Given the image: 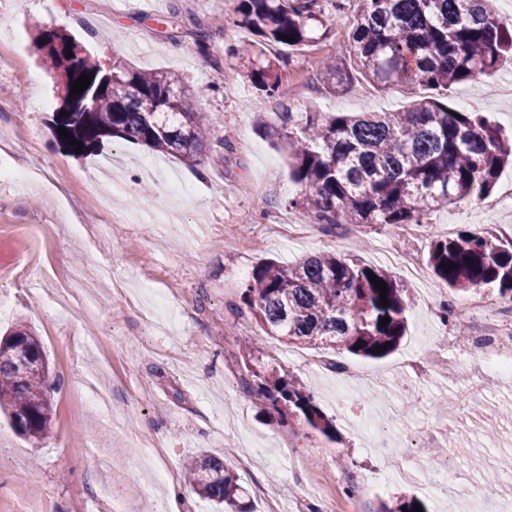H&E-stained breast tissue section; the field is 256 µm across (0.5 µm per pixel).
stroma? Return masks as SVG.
<instances>
[{
    "label": "stroma",
    "mask_w": 512,
    "mask_h": 512,
    "mask_svg": "<svg viewBox=\"0 0 512 512\" xmlns=\"http://www.w3.org/2000/svg\"><path fill=\"white\" fill-rule=\"evenodd\" d=\"M238 0H0V160L32 170L31 180L0 184V335L15 326L40 339L53 374L51 429L19 435L0 414V512H217L181 484L183 464L207 452L233 469L254 512H375L402 494L430 512H507L512 485V378L489 377L471 393L463 370L473 323L428 317L431 303L453 298L428 265L433 240L491 227L478 204L430 213L406 234L380 224L320 225L289 233L277 216L306 223L288 205L300 194L287 157L253 124L280 111L257 91L227 48L248 40L233 23ZM355 7L328 18L333 34L293 54L284 88L296 106L322 112H400L430 97L417 85L380 89L356 77L345 91L324 88L323 60L349 67L343 35ZM108 42L86 39L102 62L179 74L194 104L213 118L202 171L154 156L120 139L74 155L49 123L61 101L56 79L38 62L33 38L44 25L82 34L81 18ZM208 24L207 50L194 31ZM512 60L480 79L440 92V102L472 109L512 138ZM157 170L144 167V160ZM179 175L189 199L171 208L166 174ZM291 184V194L277 185ZM401 250L422 270L414 277L387 253ZM332 252L384 268L410 291L407 332L380 359L343 349L287 345L269 336L241 301L262 261L295 264ZM251 336L264 369L311 386L333 416L335 439L298 420L281 424L263 397L238 343ZM324 357L358 367L364 379L338 383L317 368ZM165 466L180 488L152 472ZM493 481H486V474Z\"/></svg>",
    "instance_id": "35a3bbf8"
}]
</instances>
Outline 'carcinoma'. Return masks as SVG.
Listing matches in <instances>:
<instances>
[{
    "label": "carcinoma",
    "mask_w": 512,
    "mask_h": 512,
    "mask_svg": "<svg viewBox=\"0 0 512 512\" xmlns=\"http://www.w3.org/2000/svg\"><path fill=\"white\" fill-rule=\"evenodd\" d=\"M349 0H239L240 25L249 44L230 47L225 59L248 60V77L268 97L283 93L282 69L289 59L267 56L274 43L290 52L329 37L327 16ZM353 28L343 35L352 71L335 73L330 92L344 90L353 75L379 87L395 84L447 89L494 73L512 58V25L491 0H357ZM293 41L288 42L286 38ZM39 58L59 78L62 107L53 131L67 129L89 155L111 138L172 155L189 167L203 164L210 120L194 109L186 83L172 71H145L120 61L105 65L64 29L42 28L35 38ZM92 80L70 95L81 75ZM272 144L288 154L290 173L303 187L290 201L316 224H420L431 210L488 195L500 168L512 159V143L474 110L457 111L426 98L403 112L324 113L308 106L270 118L254 115ZM428 265L459 296L487 290L512 303V242L490 229L461 231L434 241ZM387 285L388 305L368 275ZM242 299L256 321L288 344L340 346L381 358L397 347L406 328L408 289L387 271L361 267L334 253L295 265L275 259L259 264L244 285ZM390 323L381 327L379 320ZM360 348H355V345ZM44 355L28 329L0 339V410L20 434L43 438L51 428L50 373L25 370L24 356ZM257 392L281 416H303L331 435L333 424L313 404L312 391L274 371L253 372ZM187 487L228 512H250L237 473L201 454L183 466ZM419 497L383 502L379 512H403Z\"/></svg>",
    "instance_id": "cac0c4a2"
}]
</instances>
